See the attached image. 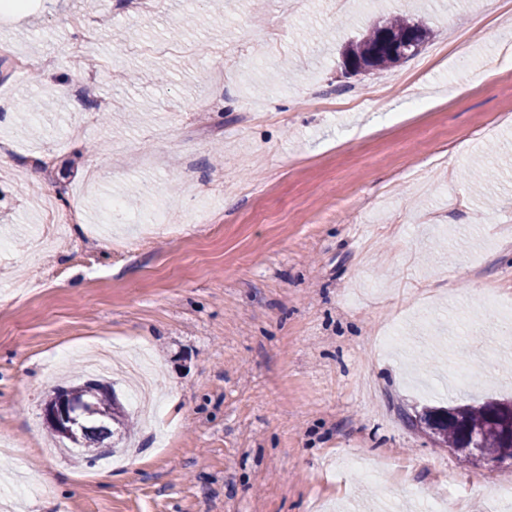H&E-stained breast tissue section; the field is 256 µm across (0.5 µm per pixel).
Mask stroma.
Returning a JSON list of instances; mask_svg holds the SVG:
<instances>
[{"label": "stroma", "mask_w": 512, "mask_h": 512, "mask_svg": "<svg viewBox=\"0 0 512 512\" xmlns=\"http://www.w3.org/2000/svg\"><path fill=\"white\" fill-rule=\"evenodd\" d=\"M400 6L0 9V48L39 62L0 66V487L35 489L18 512H420L451 494L483 512L512 485V464L409 422L512 399V328L486 312L512 297V5L413 0L421 51L345 77L342 45ZM63 189L78 216L35 256ZM343 198L361 210L330 219ZM114 342L157 381L138 465L51 455L45 401Z\"/></svg>", "instance_id": "1"}]
</instances>
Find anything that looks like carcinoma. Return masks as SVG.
I'll return each mask as SVG.
<instances>
[{"mask_svg":"<svg viewBox=\"0 0 512 512\" xmlns=\"http://www.w3.org/2000/svg\"><path fill=\"white\" fill-rule=\"evenodd\" d=\"M430 36L431 29L407 5L373 23L344 46V70L349 75L380 74L419 53ZM55 392L85 404L83 431L73 438V444L86 449L93 459L107 455L105 441L114 440L115 448L131 428L129 416L115 393L97 381L60 387ZM416 425L446 448L459 447L468 430L477 433L479 447L487 453H496L503 447L500 429L489 418L486 401L477 405L427 407L416 419Z\"/></svg>","mask_w":512,"mask_h":512,"instance_id":"obj_1","label":"carcinoma"}]
</instances>
